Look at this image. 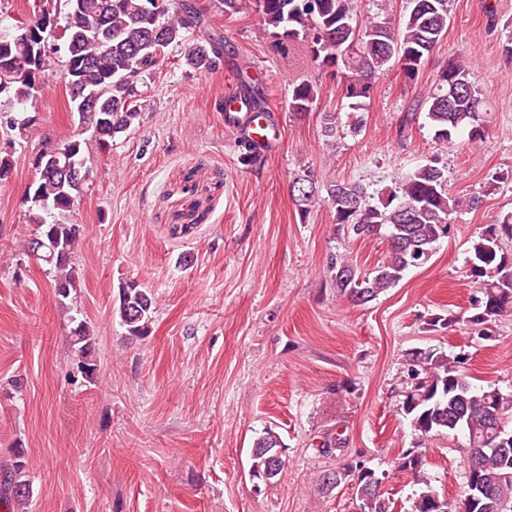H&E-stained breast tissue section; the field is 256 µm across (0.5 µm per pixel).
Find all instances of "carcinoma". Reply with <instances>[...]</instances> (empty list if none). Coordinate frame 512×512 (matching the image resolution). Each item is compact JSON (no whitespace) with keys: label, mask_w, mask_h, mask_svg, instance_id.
<instances>
[{"label":"carcinoma","mask_w":512,"mask_h":512,"mask_svg":"<svg viewBox=\"0 0 512 512\" xmlns=\"http://www.w3.org/2000/svg\"><path fill=\"white\" fill-rule=\"evenodd\" d=\"M32 18L26 27L0 28V128L26 137L34 117L15 108L42 91L53 55L63 57L56 79L64 85L70 112L78 122L92 126L99 148L109 150L116 137L139 122V87L162 65L166 49L197 36L185 54L193 70H213L224 62V36L206 30L205 9L194 0H33ZM230 17L248 8L259 15L263 30L284 48L303 44L321 70L342 81L343 98L349 100L346 126L361 131L362 100L370 97L372 79L397 67L414 81L430 54L448 32L451 0H405L403 13L395 20L361 14L359 0H218ZM97 97L96 111L85 112L84 96ZM320 96L318 84L303 80L291 89L289 110L305 115ZM417 108L425 111L435 142L446 149L465 133L470 143L485 139L490 103L470 80L469 69L458 61L448 62L422 97ZM339 113L321 115V134L327 144H336ZM78 131L58 140L44 139L28 156L33 179L26 188L27 223L31 231L23 242L29 252L37 240L49 243L41 261L48 266L59 303L77 294L79 275L75 257L83 241L81 225L69 222L80 204L84 183L53 171L60 164L69 169L85 167ZM239 162L259 168L265 157L252 146L239 142ZM292 201L299 214L307 216L316 205L326 203L334 211V224L349 238L384 235L388 259L363 272L347 255L330 258L327 272L336 291L365 304L395 287L406 271L429 259L436 243L451 232L450 215L463 207L476 208V196L463 200L450 193L445 166L433 158L408 173L394 188L381 193L377 203L363 185L355 182L322 181L310 168L294 174ZM512 212L499 215L470 241L466 257L472 295V314L435 317L430 326L446 329L465 322L472 326L494 323L512 316ZM119 302L113 315L119 317L131 336L149 335L156 301L140 284H120ZM78 368L87 378L96 377L95 338L88 322L80 320L71 331ZM407 386L401 410L417 433L418 447L454 431L465 433L469 456L476 467L466 465V493L474 494L471 512H512V444L503 452L494 450L504 435L512 436V393L495 386L476 387L461 369L463 359L437 348H414L406 354ZM283 447L271 429L258 437L251 451V476L266 483L278 473L269 471L271 458ZM423 453L408 450L398 463L419 485L412 512H449L446 499L431 486ZM355 479L360 512H390L379 493L382 479L367 467L346 465L323 476L327 487ZM32 485L25 478V462L17 460L0 474V497L19 504L29 501Z\"/></svg>","instance_id":"obj_1"}]
</instances>
